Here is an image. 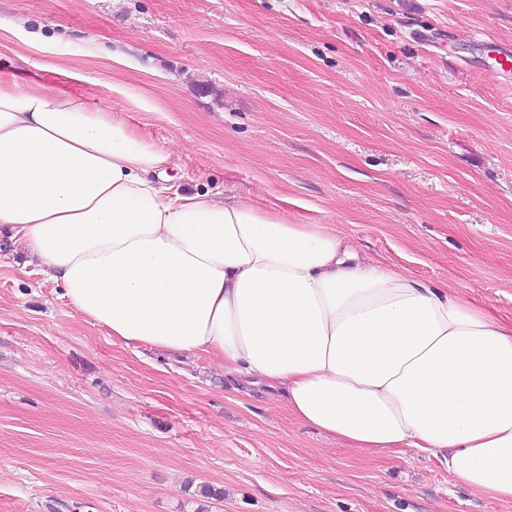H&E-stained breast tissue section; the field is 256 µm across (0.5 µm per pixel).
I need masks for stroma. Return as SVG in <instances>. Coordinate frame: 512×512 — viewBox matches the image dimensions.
I'll use <instances>...</instances> for the list:
<instances>
[{
  "instance_id": "1",
  "label": "stroma",
  "mask_w": 512,
  "mask_h": 512,
  "mask_svg": "<svg viewBox=\"0 0 512 512\" xmlns=\"http://www.w3.org/2000/svg\"><path fill=\"white\" fill-rule=\"evenodd\" d=\"M51 23V38L29 41ZM512 0H0L19 81L109 97L176 186L332 224L512 321ZM121 65H114L112 57ZM120 94H113V87ZM223 491L206 499L202 487ZM512 512L414 448L375 456L125 344L0 241V512Z\"/></svg>"
}]
</instances>
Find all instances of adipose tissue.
<instances>
[{"mask_svg": "<svg viewBox=\"0 0 512 512\" xmlns=\"http://www.w3.org/2000/svg\"><path fill=\"white\" fill-rule=\"evenodd\" d=\"M106 100L0 72V236L126 344L208 354L351 448L427 452L512 502V326L292 224L171 185Z\"/></svg>", "mask_w": 512, "mask_h": 512, "instance_id": "obj_1", "label": "adipose tissue"}]
</instances>
